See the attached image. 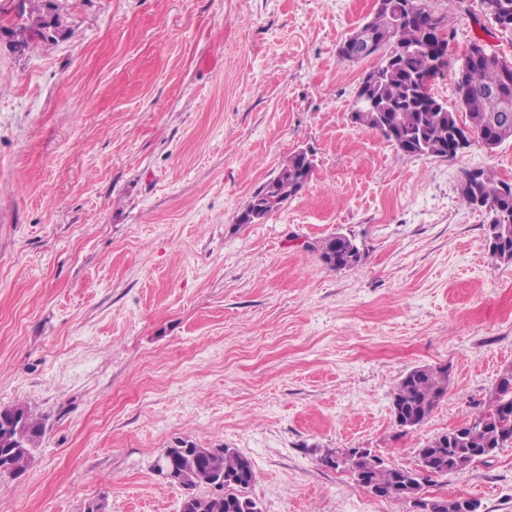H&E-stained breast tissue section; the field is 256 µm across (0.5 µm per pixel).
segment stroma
<instances>
[{
  "label": "stroma",
  "mask_w": 512,
  "mask_h": 512,
  "mask_svg": "<svg viewBox=\"0 0 512 512\" xmlns=\"http://www.w3.org/2000/svg\"><path fill=\"white\" fill-rule=\"evenodd\" d=\"M374 0H68L54 41L18 52L0 0V409L46 432L0 512H180L156 475L180 439L248 457L261 512H418L328 451L415 467L512 374V263L492 258L466 170L512 180V141L409 156L348 114L376 59L337 48ZM449 48L512 59L479 0H424ZM303 191L238 223L288 155ZM363 251L326 268L312 245ZM442 366L448 389L403 432L392 391ZM422 498L512 512V447L425 482ZM312 249L331 270L351 269L361 260V251L355 239L345 234L330 235L313 245Z\"/></svg>",
  "instance_id": "35a3bbf8"
}]
</instances>
